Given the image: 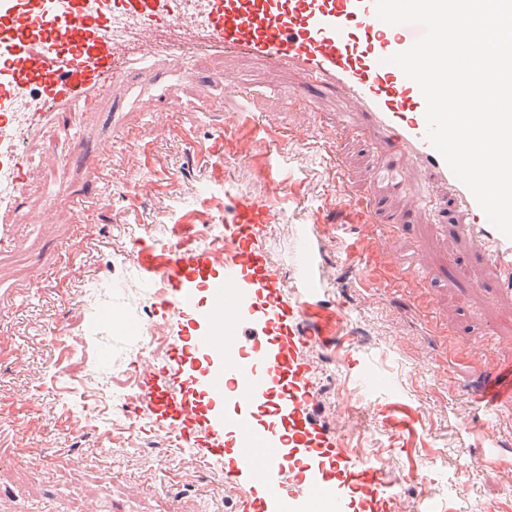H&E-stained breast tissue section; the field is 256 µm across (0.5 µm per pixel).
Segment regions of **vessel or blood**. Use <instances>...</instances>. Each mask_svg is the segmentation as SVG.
I'll use <instances>...</instances> for the list:
<instances>
[{"label": "vessel or blood", "instance_id": "1", "mask_svg": "<svg viewBox=\"0 0 512 512\" xmlns=\"http://www.w3.org/2000/svg\"><path fill=\"white\" fill-rule=\"evenodd\" d=\"M421 36L413 25L381 21L375 0H0V251L19 246L13 228L28 214L33 147L67 128L69 116L101 111L132 76L152 71L187 81L194 77L187 65L197 58L239 57L296 73L293 98L299 104H306L312 85L341 94L377 133L376 148L393 158L385 171L389 185L403 189L408 170L420 172L412 197L420 216L429 213L430 185L447 191L472 250L502 285H512V239L490 224L434 149L421 90L390 61ZM270 219L265 204L237 205L227 226L234 245L222 271L212 272L202 258L173 253L166 266L168 305L179 313L194 309L199 284H207V328L195 342L222 365L205 378L203 390L215 398L231 391L244 403L279 399L296 425L291 437L259 433L231 415L202 413L158 383L148 385L143 398L157 407L166 428L186 436L203 430L201 457L221 460L224 433L235 430L237 465L267 512L289 500L333 495L323 480L290 478L281 453L289 439L312 458L356 469L358 492L375 500L385 492L378 466L351 465L307 419L311 387L298 357L304 339L294 331L299 310L283 298L256 246ZM257 302L278 332L274 352L247 361L225 357V348L240 346L241 323L252 318Z\"/></svg>", "mask_w": 512, "mask_h": 512}]
</instances>
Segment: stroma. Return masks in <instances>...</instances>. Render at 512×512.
I'll return each mask as SVG.
<instances>
[{"label": "stroma", "instance_id": "obj_1", "mask_svg": "<svg viewBox=\"0 0 512 512\" xmlns=\"http://www.w3.org/2000/svg\"><path fill=\"white\" fill-rule=\"evenodd\" d=\"M223 69L246 87L252 123H239L234 88L216 90ZM296 81L233 59L199 62L189 83L135 75L112 110L74 117L36 153L22 245L0 254V512L257 507L245 476L217 477L164 448L161 418L121 387L162 376L185 392L207 370L190 343L198 317L173 316L149 270L178 224L199 227L182 251L209 255L205 225L248 200L274 215L258 245L299 307L308 418L351 460L383 463L389 498L353 512H512V295L490 289L494 270L447 204L434 200L419 221L410 195L373 178L384 156L343 129L340 96L320 89L302 108L289 101ZM77 142L101 151L96 180ZM51 189L46 221L37 200ZM139 317L164 332L160 348L135 330ZM57 324L88 326L85 375L52 344ZM366 373L384 386L364 384ZM488 386L504 395L489 409Z\"/></svg>", "mask_w": 512, "mask_h": 512}]
</instances>
